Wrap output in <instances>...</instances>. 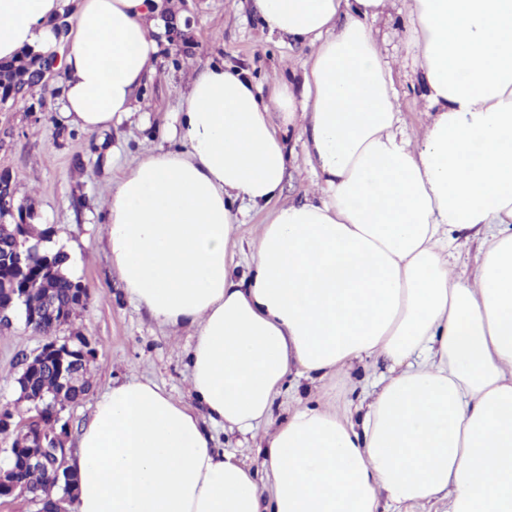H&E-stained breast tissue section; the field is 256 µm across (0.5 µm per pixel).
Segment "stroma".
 <instances>
[{"mask_svg": "<svg viewBox=\"0 0 512 512\" xmlns=\"http://www.w3.org/2000/svg\"><path fill=\"white\" fill-rule=\"evenodd\" d=\"M163 16L175 17L190 37L192 53L171 60L157 55L153 73L137 95V111L108 131L70 133L50 114L28 111L23 101L0 104V172L9 171L17 199L29 204L39 229L49 231L52 250L64 251L65 272L90 290V298L73 325L62 327L58 339L81 331L92 339L96 353L90 361L91 388L84 400L70 404L69 448H76L83 425L92 416L96 399L112 382L149 379L171 395L190 401L186 349L189 330L172 333L131 299L106 256L104 225L97 216L106 206L112 179L119 169L168 146V136L184 93L208 61L249 78L261 96L272 81L290 83L299 78V65L313 47L270 32L253 0H162ZM388 59L401 63L394 76L400 119L408 131L425 122L416 76L411 68L416 50L409 41L405 12L392 10L376 24ZM279 127L288 153V165L279 204L306 199L314 180L304 139L298 127ZM241 223L235 233L234 268L248 271L249 243L256 225L266 223L271 208L239 203ZM46 338L16 320L0 328V405L14 406V379L20 361L37 352ZM379 376L378 368L362 362L320 380L289 376L275 399L267 428L285 420L297 403L322 404L339 415L358 420L366 396Z\"/></svg>", "mask_w": 512, "mask_h": 512, "instance_id": "stroma-1", "label": "stroma"}]
</instances>
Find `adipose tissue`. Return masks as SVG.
Returning a JSON list of instances; mask_svg holds the SVG:
<instances>
[{"label":"adipose tissue","instance_id":"1","mask_svg":"<svg viewBox=\"0 0 512 512\" xmlns=\"http://www.w3.org/2000/svg\"><path fill=\"white\" fill-rule=\"evenodd\" d=\"M0 0V61L60 54L59 121L88 133L134 111L165 38L160 0ZM419 130L400 127L395 66L371 26L393 0H256L270 28L314 46L299 86L260 98L222 63L181 106V144L116 181L108 258L161 325L189 329L192 404L150 381L112 384L69 466L76 512H381L448 502L512 512V0H405ZM299 127L317 194L261 224L232 271L237 199L276 198ZM480 239L457 272L458 234ZM372 360L386 371L359 424L294 407L257 450L270 483L213 447L204 420L247 435L289 374Z\"/></svg>","mask_w":512,"mask_h":512}]
</instances>
